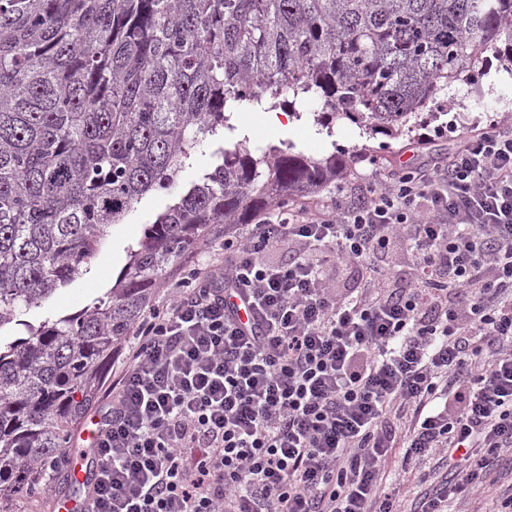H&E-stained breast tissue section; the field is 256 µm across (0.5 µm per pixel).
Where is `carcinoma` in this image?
I'll return each instance as SVG.
<instances>
[{
	"label": "carcinoma",
	"mask_w": 512,
	"mask_h": 512,
	"mask_svg": "<svg viewBox=\"0 0 512 512\" xmlns=\"http://www.w3.org/2000/svg\"><path fill=\"white\" fill-rule=\"evenodd\" d=\"M512 65V0H0V512L69 480L50 461L95 399L105 361L167 272L214 224L336 182L348 159L283 142L218 147L212 171L146 225L106 297L21 319L83 274L108 229L170 190L236 107L315 92L396 135L482 54Z\"/></svg>",
	"instance_id": "carcinoma-1"
}]
</instances>
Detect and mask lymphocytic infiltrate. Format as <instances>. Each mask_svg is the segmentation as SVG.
Listing matches in <instances>:
<instances>
[{"mask_svg": "<svg viewBox=\"0 0 512 512\" xmlns=\"http://www.w3.org/2000/svg\"><path fill=\"white\" fill-rule=\"evenodd\" d=\"M357 266L372 277L336 288ZM398 444L449 471L420 512L512 450V132L493 124L358 201L226 229L129 337L90 512H394Z\"/></svg>", "mask_w": 512, "mask_h": 512, "instance_id": "1", "label": "lymphocytic infiltrate"}]
</instances>
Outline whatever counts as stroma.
Returning <instances> with one entry per match:
<instances>
[{"label": "stroma", "mask_w": 512, "mask_h": 512, "mask_svg": "<svg viewBox=\"0 0 512 512\" xmlns=\"http://www.w3.org/2000/svg\"><path fill=\"white\" fill-rule=\"evenodd\" d=\"M482 71L477 84L455 83L438 90L427 106L431 118L395 138L371 133L347 119L333 121L327 127L317 124L315 116L322 111L323 102L316 94L297 101L294 109L286 111L276 125L266 123L263 108L241 106L234 114V130L225 131L224 138L231 142L246 140L248 148L256 154L283 141L293 142L298 150L314 158L335 151L345 154L349 165L336 184L290 202L291 207L314 211L342 192L358 195L367 183L397 170H423L446 162L462 140L483 131L489 124L512 129V68L488 52L484 55ZM171 200V194L166 192L144 198L122 223L109 229L93 259L101 267L100 279L81 276L42 307L31 309L28 321L36 324L48 317L77 311L111 287L127 263L128 246L135 244L145 225ZM223 242V225L213 226L198 246L184 253L169 268L163 287L156 292V301H163L167 285L185 277L207 255L219 252Z\"/></svg>", "instance_id": "35a3bbf8"}]
</instances>
